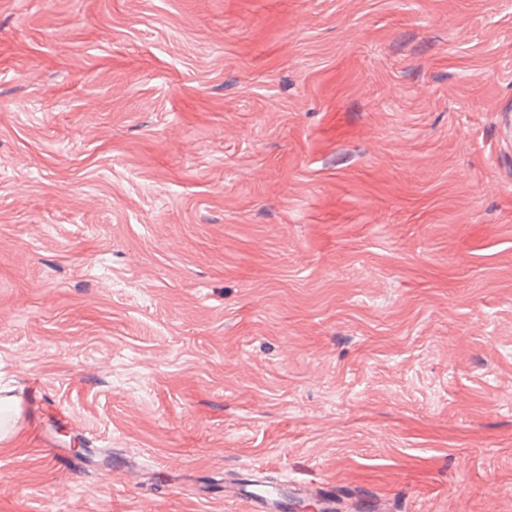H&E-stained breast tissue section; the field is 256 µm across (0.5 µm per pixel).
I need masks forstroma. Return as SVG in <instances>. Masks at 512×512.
Segmentation results:
<instances>
[{"label":"stroma","mask_w":512,"mask_h":512,"mask_svg":"<svg viewBox=\"0 0 512 512\" xmlns=\"http://www.w3.org/2000/svg\"><path fill=\"white\" fill-rule=\"evenodd\" d=\"M1 389L0 512H512V0H0ZM224 498L247 503L250 512H284L294 508L303 498H312L321 506L316 502H306L301 512H321V507L325 512L392 511L388 500L374 499L367 505L358 498L337 499L336 490L316 480L296 482L290 479L281 483L254 480L247 483L238 477L227 476L224 478Z\"/></svg>","instance_id":"obj_1"}]
</instances>
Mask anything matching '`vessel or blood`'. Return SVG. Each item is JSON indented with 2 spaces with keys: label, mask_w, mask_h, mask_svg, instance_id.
I'll return each instance as SVG.
<instances>
[{
  "label": "vessel or blood",
  "mask_w": 512,
  "mask_h": 512,
  "mask_svg": "<svg viewBox=\"0 0 512 512\" xmlns=\"http://www.w3.org/2000/svg\"><path fill=\"white\" fill-rule=\"evenodd\" d=\"M225 497L247 503L250 512H288L301 499L320 503L323 512H390V501L383 499L364 503L357 498L337 499L335 490L319 481L280 483L255 480L244 482L235 476L224 479Z\"/></svg>",
  "instance_id": "obj_1"
}]
</instances>
